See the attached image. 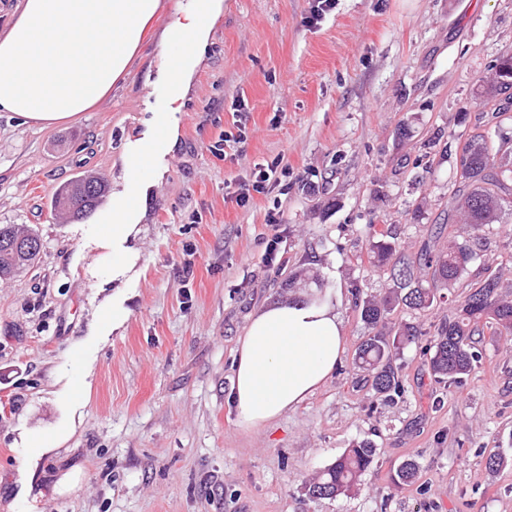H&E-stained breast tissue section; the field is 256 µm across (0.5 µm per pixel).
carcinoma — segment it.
I'll return each instance as SVG.
<instances>
[{
	"instance_id": "obj_1",
	"label": "carcinoma",
	"mask_w": 512,
	"mask_h": 512,
	"mask_svg": "<svg viewBox=\"0 0 512 512\" xmlns=\"http://www.w3.org/2000/svg\"><path fill=\"white\" fill-rule=\"evenodd\" d=\"M487 93L494 105L503 111H512V58L501 60L487 81ZM497 119V112L483 110L475 117L474 131L464 139L467 164L456 172L454 188L448 197V223L468 224L479 231L487 224L501 223L505 208L512 207V177L505 175L504 166L512 163V137L493 136L486 126ZM86 178L78 176L61 187L51 202L56 213H66L73 220H81L99 205L106 185L96 183L88 195L87 209L75 211L64 206V201L83 194ZM377 262L390 268L393 287L380 296L361 297L362 288L354 286L356 308L367 329V336L359 345L354 370L372 375V387L386 404L405 395V388L392 366L393 354L414 345H423L429 354L432 376L439 383L462 386L466 383L482 352L474 344L473 336L485 325L499 335H512V299L503 296L501 276L489 275L471 287V292L453 311L432 328L422 323L405 322L391 327V315L402 304L420 314L434 305L437 284L453 286L466 271L473 258V249L463 243H448V251L421 255L428 270V285L414 277L398 247L383 240L387 232H380ZM35 234L14 224L0 225V280H7L31 266L39 251L26 249V242ZM376 448L369 442H360L347 449L335 462L304 483L306 494L313 499L333 498L360 485L362 477L375 461ZM419 465L414 460L403 462L396 471L395 482L411 483Z\"/></svg>"
}]
</instances>
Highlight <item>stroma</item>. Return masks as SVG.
Instances as JSON below:
<instances>
[{"mask_svg":"<svg viewBox=\"0 0 512 512\" xmlns=\"http://www.w3.org/2000/svg\"><path fill=\"white\" fill-rule=\"evenodd\" d=\"M311 3L222 0L149 191L134 279L113 278L99 222L128 144L167 109L160 35L173 6L91 111L44 129L0 112V225L41 241L33 266L0 281V512H512V336H480L483 359L459 388L432 381L419 347L401 349L406 394L384 406L353 369L366 330L351 293L390 286L380 230L412 260L452 240L475 252L424 323L490 273L512 283V223L478 232L443 213L460 119H475L485 76L512 57V0H337L314 28ZM239 99L248 139L215 156ZM277 157L290 174L273 228L265 196L243 208L230 193ZM80 173L110 194L60 222L52 196ZM303 282L343 297L341 363L296 410L244 432L229 400L238 339L255 309ZM116 299L129 312L117 328ZM27 434L61 443L32 465ZM361 441L377 457L360 488L310 499L304 481ZM407 459L418 477L396 484Z\"/></svg>","mask_w":512,"mask_h":512,"instance_id":"1","label":"stroma"}]
</instances>
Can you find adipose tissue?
<instances>
[{
  "label": "adipose tissue",
  "instance_id": "ef3b65f1",
  "mask_svg": "<svg viewBox=\"0 0 512 512\" xmlns=\"http://www.w3.org/2000/svg\"><path fill=\"white\" fill-rule=\"evenodd\" d=\"M221 0H184L161 44L164 81L175 100L185 96ZM162 0H18L0 31V112L46 128L78 118L124 80ZM126 163H139L132 200L112 211L101 240L112 248V274L130 272L138 253L128 242L139 232L156 153L131 144ZM342 354V323L331 294L268 302L250 317L233 366L231 399L238 423L256 432L295 410L335 372Z\"/></svg>",
  "mask_w": 512,
  "mask_h": 512
}]
</instances>
